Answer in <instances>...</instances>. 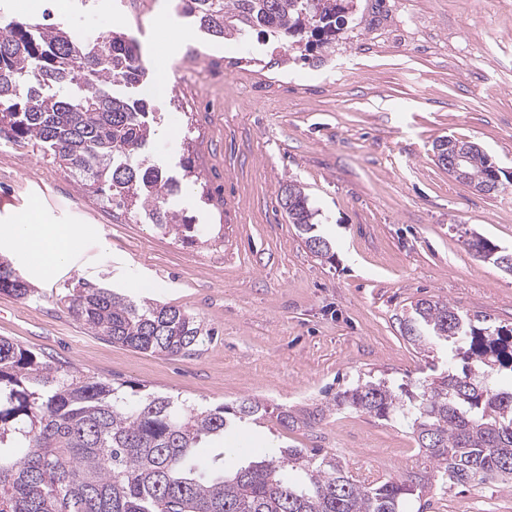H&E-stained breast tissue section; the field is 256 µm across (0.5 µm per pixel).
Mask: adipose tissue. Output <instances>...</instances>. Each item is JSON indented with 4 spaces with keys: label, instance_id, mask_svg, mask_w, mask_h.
I'll return each instance as SVG.
<instances>
[{
    "label": "adipose tissue",
    "instance_id": "ef3b65f1",
    "mask_svg": "<svg viewBox=\"0 0 512 512\" xmlns=\"http://www.w3.org/2000/svg\"><path fill=\"white\" fill-rule=\"evenodd\" d=\"M83 234V229L70 225L46 223L40 210L33 208L0 232V247L20 256L28 272L47 279L71 267L75 242Z\"/></svg>",
    "mask_w": 512,
    "mask_h": 512
}]
</instances>
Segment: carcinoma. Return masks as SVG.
Instances as JSON below:
<instances>
[{"mask_svg":"<svg viewBox=\"0 0 512 512\" xmlns=\"http://www.w3.org/2000/svg\"><path fill=\"white\" fill-rule=\"evenodd\" d=\"M186 2V13L214 38L244 40L257 31L290 37L306 51L336 39L344 11L340 0ZM146 77L137 44L120 30L91 45L58 25L12 22L0 28V138L39 144L83 190L160 229L189 233L194 225L179 223L169 200L195 172L185 160L179 178L147 157L154 114ZM469 171L487 193L500 189L490 160ZM280 203L310 252L330 258L304 191L290 182ZM464 244L494 264L512 256L480 235ZM0 292L26 298L33 289L0 261ZM69 309L115 345L167 357L188 354L205 336L184 309L137 304L87 282ZM398 321L424 353L436 340L451 343L462 373L443 372L410 390L371 376L316 407L294 409L255 398L209 408L155 392L130 395L122 383L71 372L0 338V512H405L408 497L430 491L437 472L450 487L512 484V329L427 298ZM335 410L406 427L436 472L366 483L333 457L289 447L232 471L196 461L203 438L221 439L238 423L273 418L288 431L312 429Z\"/></svg>","mask_w":512,"mask_h":512,"instance_id":"carcinoma-1","label":"carcinoma"}]
</instances>
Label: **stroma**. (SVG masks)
<instances>
[{"mask_svg": "<svg viewBox=\"0 0 512 512\" xmlns=\"http://www.w3.org/2000/svg\"><path fill=\"white\" fill-rule=\"evenodd\" d=\"M336 42L319 58L253 34L214 40L185 16L184 0H0V26L50 23L78 37L124 31L165 97L150 157L190 159L201 183L175 208L205 237L184 240L88 194L37 145L0 140V226L30 208L50 224L84 227L71 269L26 299L0 293V337L74 370L188 403L256 398L284 406L324 402L367 373L417 377L424 358L398 319L418 299L486 312L512 328V274L474 257L471 233L512 249V10L494 0H350ZM195 47L196 75L177 95L181 46L154 30L162 17ZM460 42L448 50L449 35ZM479 143L502 187L474 191L441 168L439 139ZM303 187L335 253L316 257L278 203ZM209 203H201V194ZM139 271L151 282L129 280ZM135 302L192 313L209 338L168 358L93 336L68 299L77 282ZM280 444L342 460L357 478L418 472L428 461L409 431L362 413L331 414L315 429L246 424L223 445L203 442L201 465ZM407 512H512V487L495 481L434 488Z\"/></svg>", "mask_w": 512, "mask_h": 512, "instance_id": "obj_1", "label": "stroma"}]
</instances>
